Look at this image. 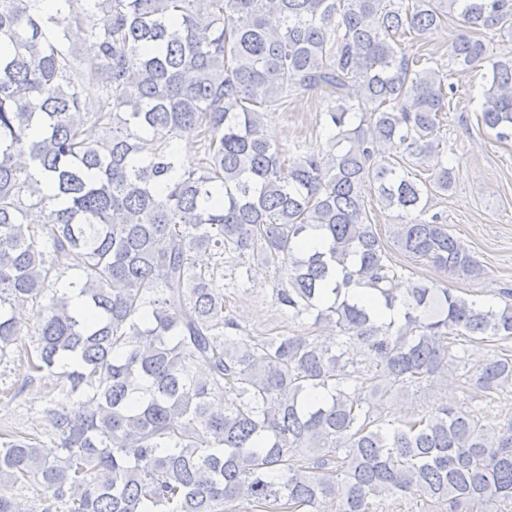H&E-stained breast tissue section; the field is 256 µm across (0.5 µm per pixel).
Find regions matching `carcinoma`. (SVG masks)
<instances>
[{"label":"carcinoma","instance_id":"1","mask_svg":"<svg viewBox=\"0 0 512 512\" xmlns=\"http://www.w3.org/2000/svg\"><path fill=\"white\" fill-rule=\"evenodd\" d=\"M30 4L0 0V360L22 352L30 381L53 379L77 402L50 409V446L0 435V512H22L26 485L42 488L40 512L512 503V422L444 402L383 417L386 399L464 361L449 351L457 338L511 339L512 288L497 307L447 286L394 288L366 200L369 188L397 211L389 238L403 255L451 280L484 274L426 216L425 196L454 184L437 142L445 88L487 58L480 30L512 34V0H61L46 17ZM455 15L468 31L448 72L402 47ZM316 88L330 149L288 158L266 121L288 93ZM481 121L512 139V57L492 63ZM88 124L108 134L90 139ZM185 134L201 142L192 165L173 146ZM393 153L426 165L428 180ZM314 229L323 245L307 251ZM207 249L214 263L199 268ZM251 257L285 272L273 288L283 315H313L334 339L239 335L224 265L250 281ZM355 288L400 319L379 320ZM466 382L485 397L512 389V354Z\"/></svg>","mask_w":512,"mask_h":512}]
</instances>
